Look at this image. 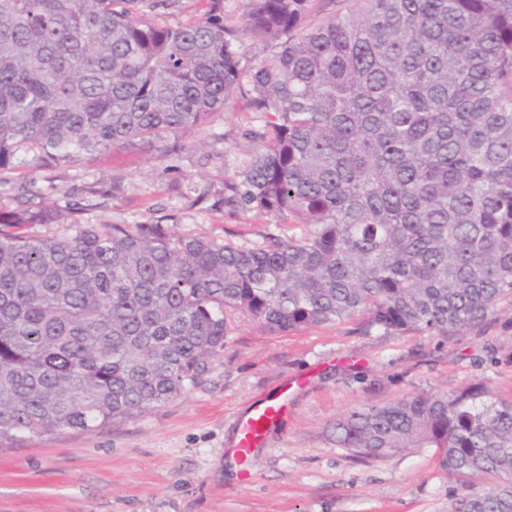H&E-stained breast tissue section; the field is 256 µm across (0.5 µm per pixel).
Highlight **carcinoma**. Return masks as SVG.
I'll return each instance as SVG.
<instances>
[{"label": "carcinoma", "instance_id": "1", "mask_svg": "<svg viewBox=\"0 0 512 512\" xmlns=\"http://www.w3.org/2000/svg\"><path fill=\"white\" fill-rule=\"evenodd\" d=\"M178 0H0V182L21 153L91 158L204 127L240 95L265 119L239 200L303 227L260 248L164 224L0 229V439L95 431L196 380L224 311L271 333L480 328L512 299V0H245L169 25ZM274 43L250 66L244 40ZM38 205L2 224H51ZM338 448H432L448 512H512V402L482 384L350 410ZM492 476L493 485L477 481Z\"/></svg>", "mask_w": 512, "mask_h": 512}]
</instances>
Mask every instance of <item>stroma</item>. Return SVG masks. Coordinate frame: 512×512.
<instances>
[{
    "mask_svg": "<svg viewBox=\"0 0 512 512\" xmlns=\"http://www.w3.org/2000/svg\"><path fill=\"white\" fill-rule=\"evenodd\" d=\"M262 130L243 97L175 139L51 167L27 153L0 186V211L21 208L16 187L31 181L56 221L15 225L22 235L161 219L175 236L255 248L288 225L237 203L226 184L260 152ZM477 383L512 401L510 301L482 330L447 338L364 335L349 322L271 333L233 312L223 349L178 397L92 432L0 442V512H448L463 481L433 449L357 459L327 429L355 408ZM283 393L284 416L242 466L231 454L237 420Z\"/></svg>",
    "mask_w": 512,
    "mask_h": 512,
    "instance_id": "obj_1",
    "label": "stroma"
}]
</instances>
